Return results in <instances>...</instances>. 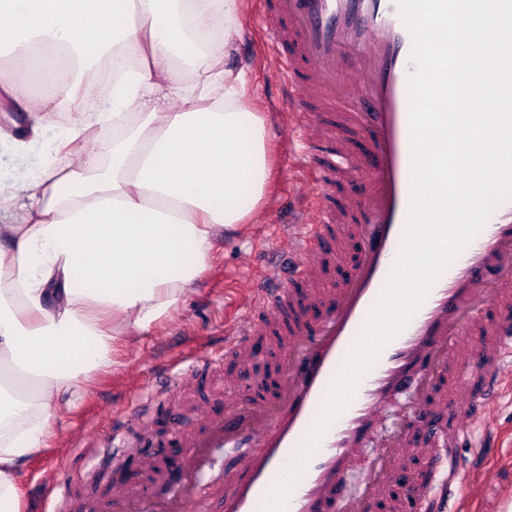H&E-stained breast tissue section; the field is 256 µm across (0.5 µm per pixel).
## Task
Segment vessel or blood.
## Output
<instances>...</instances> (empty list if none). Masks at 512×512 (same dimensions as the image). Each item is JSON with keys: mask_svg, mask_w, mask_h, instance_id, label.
Instances as JSON below:
<instances>
[{"mask_svg": "<svg viewBox=\"0 0 512 512\" xmlns=\"http://www.w3.org/2000/svg\"><path fill=\"white\" fill-rule=\"evenodd\" d=\"M280 58L289 119L299 127L296 162L315 189L288 227V277L267 269L269 288L252 289L247 311L224 331V350L207 363L224 371L225 408L199 430L179 432L188 456L166 496L121 490L108 512H182L214 448H253L246 475H225L224 512H257L270 484L309 430L325 389L381 293L398 253L411 196L408 81L411 38L395 0H274L266 19ZM346 225L359 256L342 288L322 285L324 262ZM494 305L498 316L481 312ZM276 336L283 362L273 402L243 400L235 369L258 358L254 339ZM512 199L440 276L407 327L383 350L355 398L324 437L296 487L288 512H371L392 479L411 490L399 512H432L431 485L410 477L414 435L449 446L487 417L512 384ZM453 371L456 387L432 409L436 381ZM401 399L393 408V399ZM448 418L440 428L436 415ZM375 455L359 494L342 492L347 469L366 445Z\"/></svg>", "mask_w": 512, "mask_h": 512, "instance_id": "b4317fda", "label": "vessel or blood"}]
</instances>
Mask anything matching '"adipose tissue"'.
Instances as JSON below:
<instances>
[{"instance_id":"adipose-tissue-1","label":"adipose tissue","mask_w":512,"mask_h":512,"mask_svg":"<svg viewBox=\"0 0 512 512\" xmlns=\"http://www.w3.org/2000/svg\"><path fill=\"white\" fill-rule=\"evenodd\" d=\"M243 31V0H0V112L27 113L0 140L27 152L61 100L83 114L38 173L0 180V512H23L20 466L88 375L195 294L222 231L264 203L269 122L230 63ZM38 48L58 77L26 103ZM107 54L112 109L91 112L78 79ZM98 124L101 155L60 164Z\"/></svg>"}]
</instances>
